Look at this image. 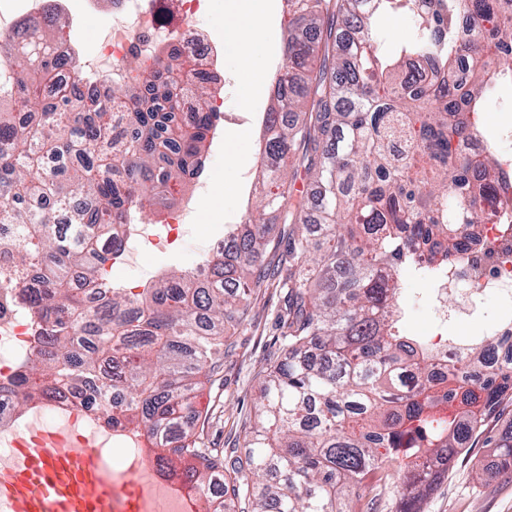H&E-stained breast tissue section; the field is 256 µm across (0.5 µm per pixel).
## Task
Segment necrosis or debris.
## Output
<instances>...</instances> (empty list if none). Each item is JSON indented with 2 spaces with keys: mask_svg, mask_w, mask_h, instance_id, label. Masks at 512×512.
Returning <instances> with one entry per match:
<instances>
[{
  "mask_svg": "<svg viewBox=\"0 0 512 512\" xmlns=\"http://www.w3.org/2000/svg\"><path fill=\"white\" fill-rule=\"evenodd\" d=\"M108 2L112 21L97 32V48L84 61V70L94 77H108L111 84L126 81L128 57L151 60L154 51L171 44L183 54L204 59L206 78L217 73V48L197 26L202 0H89L90 5ZM497 218L484 227L480 242L469 247L462 261L432 277L429 301L441 324L476 319L487 300L512 310V190L491 192ZM192 213L190 205L171 212L161 224L132 225L124 240L121 262L136 270L138 278L149 275L141 266L144 252L160 245L170 246L179 238V227ZM37 331L23 309L0 318V375L6 376L32 355ZM66 420L81 424L86 437L100 446L136 454L118 431L106 430L88 419L75 400L51 399L31 409L27 426L43 427L48 421Z\"/></svg>",
  "mask_w": 512,
  "mask_h": 512,
  "instance_id": "necrosis-or-debris-1",
  "label": "necrosis or debris"
}]
</instances>
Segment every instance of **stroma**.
I'll use <instances>...</instances> for the list:
<instances>
[{"label": "stroma", "instance_id": "stroma-1", "mask_svg": "<svg viewBox=\"0 0 512 512\" xmlns=\"http://www.w3.org/2000/svg\"><path fill=\"white\" fill-rule=\"evenodd\" d=\"M260 38L266 63L262 93L244 102L239 92L248 71L232 48L233 33L224 22V0H206L201 26L208 39L223 49L218 71L219 96L224 101L223 137L215 141L204 159L209 187L199 191L189 183L186 193L197 208L196 220L184 228L185 248L152 249L142 263L157 274L190 267L191 250L198 240L223 236L227 228L246 223L255 201L259 147L263 137V117L272 104L270 78L280 68L286 43L284 0ZM75 19L71 36L78 48L92 52L93 36L109 22L107 8L88 9L86 0H69ZM411 298L405 329L413 336L432 331V310L427 301L428 283L407 280ZM278 288H260L246 302L244 319L231 330L224 347V367L218 381L207 386L199 398L208 409L205 435L210 447L223 449L225 457L243 453V438L254 412L258 379L269 361L279 355L280 344L275 316L280 305ZM421 512H512V474L497 469L492 448L482 440H472L467 450L442 481L424 500Z\"/></svg>", "mask_w": 512, "mask_h": 512}]
</instances>
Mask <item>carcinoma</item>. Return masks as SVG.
Returning <instances> with one entry per match:
<instances>
[{"instance_id": "1", "label": "carcinoma", "mask_w": 512, "mask_h": 512, "mask_svg": "<svg viewBox=\"0 0 512 512\" xmlns=\"http://www.w3.org/2000/svg\"><path fill=\"white\" fill-rule=\"evenodd\" d=\"M286 63L266 113L259 205L224 251L139 292L107 276L124 228L152 224L204 163L215 86L194 80L173 47L130 82L86 94L47 91L61 62L42 26L0 33V302L27 282L39 330L34 358L0 377L24 415L67 393L108 428L133 427L201 512H353L349 504L420 503L462 445L512 398V349L481 337L458 364L396 330L402 267L450 265L492 217L483 181L494 153L465 157L493 92L512 91V0H287ZM402 14L398 51L380 19ZM302 151L314 191L284 178ZM277 212L298 226L288 264H264ZM234 265L224 264V252ZM284 289L280 345L259 387L244 454L228 461L198 421L204 383L221 372L224 335L272 279ZM512 471V424L497 438Z\"/></svg>"}]
</instances>
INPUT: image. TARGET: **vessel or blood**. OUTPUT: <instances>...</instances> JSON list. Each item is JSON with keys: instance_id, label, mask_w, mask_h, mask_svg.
Here are the masks:
<instances>
[{"instance_id": "b4317fda", "label": "vessel or blood", "mask_w": 512, "mask_h": 512, "mask_svg": "<svg viewBox=\"0 0 512 512\" xmlns=\"http://www.w3.org/2000/svg\"><path fill=\"white\" fill-rule=\"evenodd\" d=\"M66 424L33 431L0 461V507L5 512H159L137 471L118 476Z\"/></svg>"}]
</instances>
